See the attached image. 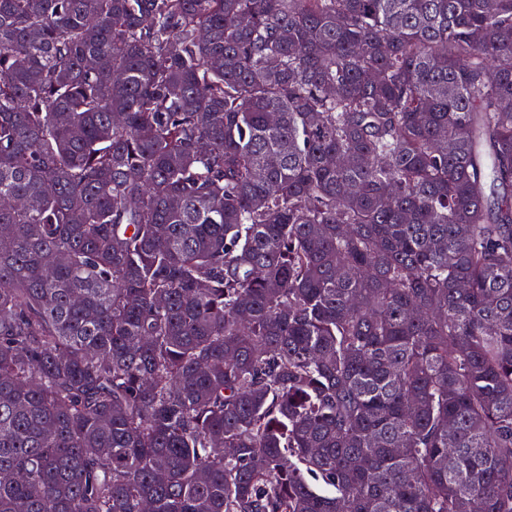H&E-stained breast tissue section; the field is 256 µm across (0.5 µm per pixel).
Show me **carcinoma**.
<instances>
[{
	"mask_svg": "<svg viewBox=\"0 0 512 512\" xmlns=\"http://www.w3.org/2000/svg\"><path fill=\"white\" fill-rule=\"evenodd\" d=\"M0 198V512H512V0H0Z\"/></svg>",
	"mask_w": 512,
	"mask_h": 512,
	"instance_id": "obj_1",
	"label": "carcinoma"
}]
</instances>
